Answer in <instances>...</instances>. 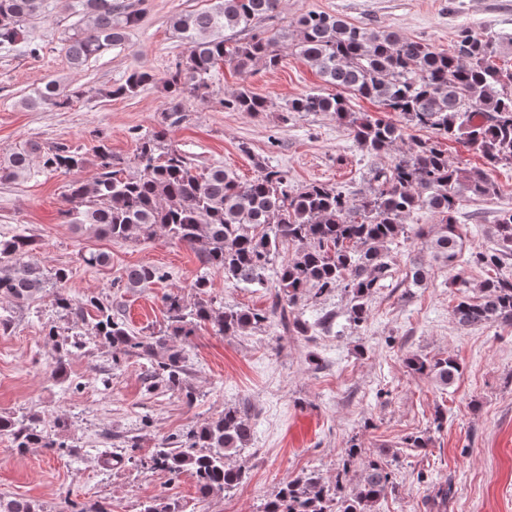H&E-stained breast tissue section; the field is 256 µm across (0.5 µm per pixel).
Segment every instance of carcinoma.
<instances>
[{
    "mask_svg": "<svg viewBox=\"0 0 512 512\" xmlns=\"http://www.w3.org/2000/svg\"><path fill=\"white\" fill-rule=\"evenodd\" d=\"M278 5L279 0H215L209 10L174 17L172 27L186 41L188 55L175 65L168 81L172 111H177L185 92L199 94L208 88L209 77L221 62L239 70L258 60L277 66L280 53L275 40L254 37L232 42L224 32L246 27L275 12ZM44 8L45 0H0V51L39 57L43 45L32 36L31 24L41 18ZM74 8L85 20L63 43L74 69L120 43L125 31L141 18L140 9L116 0H75ZM297 31L295 52L327 84L376 102L380 111L402 117L410 127L467 144L481 154L484 166H457L438 142L421 140L390 166L375 170V187L352 198L323 183L292 191L285 172L265 163L246 182L222 166L198 173L187 156L169 143L165 128L139 138L132 172L101 141L94 149L98 169L94 180L74 179L66 185L65 196L71 203L66 223L89 235L122 241L147 240L160 233L189 247L203 266L191 285L194 302L178 294L167 296L164 335L138 336L99 298L76 300L67 289L70 271L57 268L46 273L35 256V238L22 234L0 238V300L24 304L52 294L57 308L86 327L85 335L103 341L119 355L150 362L148 391H178L190 406L194 394L185 379V353L174 345L177 338L202 324L212 325L220 335L236 336L275 314L284 320L288 308L311 290L316 296L338 288L348 292L350 319L363 322L365 300L390 275L388 257L405 233L404 218L428 210L439 217V223L427 232L417 229L416 235L427 238L436 262L457 271L460 287H467L462 276L466 265L495 271L483 282L478 299L460 298L453 310L456 322L475 326L512 321V277L501 272L502 257L512 256V211L504 212L494 225L497 248L466 258L462 228L456 221L461 198L496 194L491 172L500 165L512 166V64L503 63L505 48L512 49V36L464 28L450 47L439 49L396 31L356 27L325 11L303 14ZM152 81L150 71L135 70L111 94L133 96ZM82 95L51 81L35 92L27 106L61 110ZM223 104L232 112L269 109L266 99L245 88L225 95ZM287 112L335 113L358 147L368 153L389 152L404 132L391 120L353 111L349 98L340 93L311 91L291 99ZM86 163L83 153L66 144L46 149L27 141L0 157V181L23 179L35 164L43 171L72 172ZM285 246L293 247L294 253L277 265L276 257ZM271 270L276 293L269 311L216 309L204 298L211 272L224 276L226 283L262 287ZM166 278L168 272L155 266L130 267L123 274L128 288ZM83 346L80 340L57 344L55 375H65V358ZM159 346L165 349L161 356L156 353ZM405 364L443 386L460 370L451 357L428 362L413 355L405 358ZM37 422L35 416L0 415V438L10 440L20 452L33 445L52 451L62 448ZM254 432L244 411L227 407L217 418L183 432L175 447L155 449L147 464L174 475L191 472L203 498L223 493L243 482L244 469L230 467L226 460L247 449ZM392 488L387 462L370 460L349 492L339 478L331 489L309 473L287 481L261 512H374L376 502ZM0 512L42 509L30 499L0 496Z\"/></svg>",
    "mask_w": 512,
    "mask_h": 512,
    "instance_id": "1",
    "label": "carcinoma"
}]
</instances>
